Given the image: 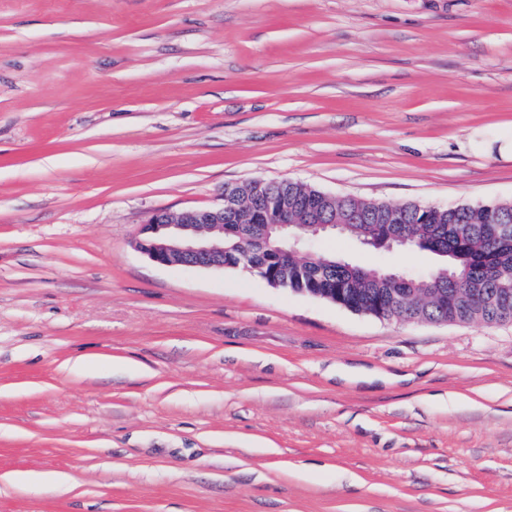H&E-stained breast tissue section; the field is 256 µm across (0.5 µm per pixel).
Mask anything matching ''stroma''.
Segmentation results:
<instances>
[{
    "mask_svg": "<svg viewBox=\"0 0 512 512\" xmlns=\"http://www.w3.org/2000/svg\"><path fill=\"white\" fill-rule=\"evenodd\" d=\"M509 137L512 0H0V512H512V323L137 248L251 180L512 203Z\"/></svg>",
    "mask_w": 512,
    "mask_h": 512,
    "instance_id": "stroma-1",
    "label": "stroma"
}]
</instances>
